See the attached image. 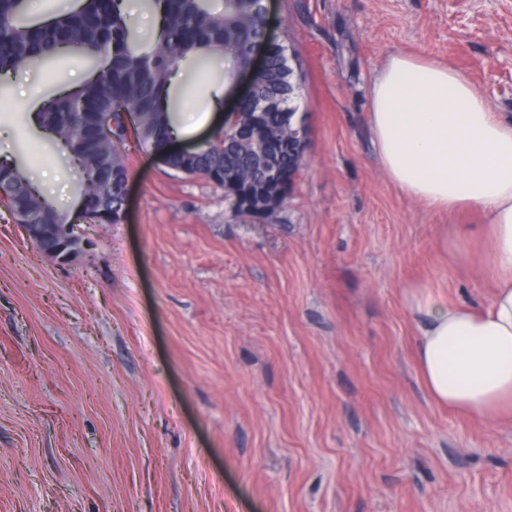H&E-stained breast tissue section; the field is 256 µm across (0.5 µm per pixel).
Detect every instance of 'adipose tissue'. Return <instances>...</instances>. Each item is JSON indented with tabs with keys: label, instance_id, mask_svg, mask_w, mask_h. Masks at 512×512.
Returning <instances> with one entry per match:
<instances>
[{
	"label": "adipose tissue",
	"instance_id": "obj_1",
	"mask_svg": "<svg viewBox=\"0 0 512 512\" xmlns=\"http://www.w3.org/2000/svg\"><path fill=\"white\" fill-rule=\"evenodd\" d=\"M370 127L389 180L431 208L478 215L492 297L448 303L410 293L416 359L431 397L486 419L512 410V117L461 72L392 53L370 86Z\"/></svg>",
	"mask_w": 512,
	"mask_h": 512
}]
</instances>
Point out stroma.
I'll use <instances>...</instances> for the list:
<instances>
[{
	"instance_id": "obj_1",
	"label": "stroma",
	"mask_w": 512,
	"mask_h": 512,
	"mask_svg": "<svg viewBox=\"0 0 512 512\" xmlns=\"http://www.w3.org/2000/svg\"><path fill=\"white\" fill-rule=\"evenodd\" d=\"M309 131L282 210L233 214L224 191L128 140L124 218L81 224L62 264L0 204V512H512V416L430 397L410 287L487 303L480 219L404 196L384 174L370 86L388 56L435 60L512 115V0H265ZM249 72L183 61L175 112ZM60 57L0 96V157L79 169L32 112L86 77Z\"/></svg>"
}]
</instances>
